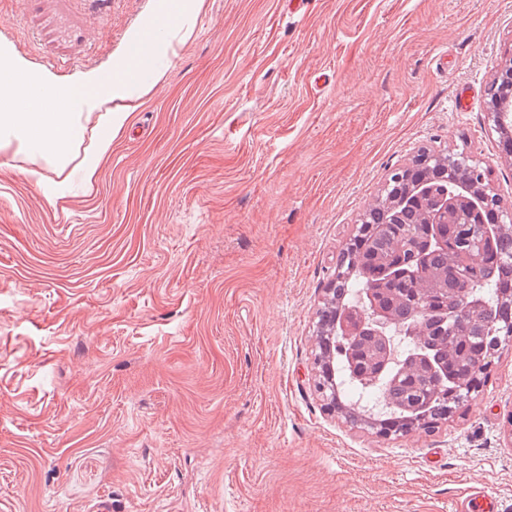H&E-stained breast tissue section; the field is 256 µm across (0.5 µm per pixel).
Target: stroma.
I'll use <instances>...</instances> for the list:
<instances>
[{"label": "stroma", "instance_id": "obj_1", "mask_svg": "<svg viewBox=\"0 0 512 512\" xmlns=\"http://www.w3.org/2000/svg\"><path fill=\"white\" fill-rule=\"evenodd\" d=\"M164 0H0V55L61 88ZM85 185L0 152V512H512V345L453 417L329 414L317 311L353 224L421 146L512 196L488 119L512 0H206ZM466 107H458L459 96Z\"/></svg>", "mask_w": 512, "mask_h": 512}]
</instances>
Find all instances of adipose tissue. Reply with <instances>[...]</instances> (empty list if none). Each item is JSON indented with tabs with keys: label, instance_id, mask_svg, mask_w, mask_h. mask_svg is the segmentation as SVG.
<instances>
[{
	"label": "adipose tissue",
	"instance_id": "1",
	"mask_svg": "<svg viewBox=\"0 0 512 512\" xmlns=\"http://www.w3.org/2000/svg\"><path fill=\"white\" fill-rule=\"evenodd\" d=\"M182 15V0H170L134 35L140 61L121 58L110 75H90L63 92L49 77H27L21 60L0 62V150L62 170L73 147L88 141L82 170L85 181L93 182L98 161L123 132L139 99L163 81V71L145 69L143 61L178 30ZM57 97L61 111H47V103Z\"/></svg>",
	"mask_w": 512,
	"mask_h": 512
}]
</instances>
